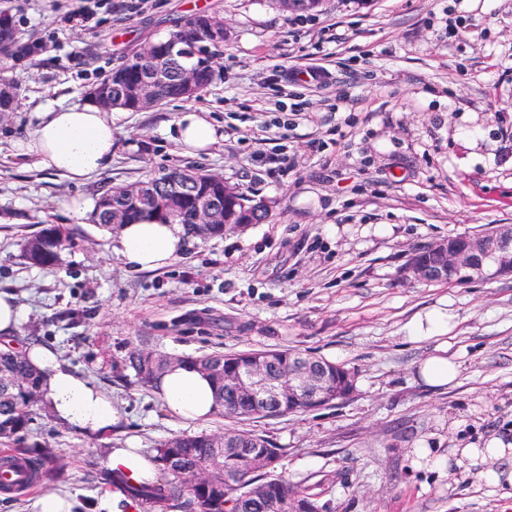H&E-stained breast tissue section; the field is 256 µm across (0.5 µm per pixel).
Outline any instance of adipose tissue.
Returning <instances> with one entry per match:
<instances>
[{
  "instance_id": "adipose-tissue-1",
  "label": "adipose tissue",
  "mask_w": 512,
  "mask_h": 512,
  "mask_svg": "<svg viewBox=\"0 0 512 512\" xmlns=\"http://www.w3.org/2000/svg\"><path fill=\"white\" fill-rule=\"evenodd\" d=\"M35 129L16 140L19 154L39 157L45 169L80 179L100 172L112 161V112L94 102L78 106L52 103L42 106ZM218 132L202 114L183 113L177 122V141L185 151L210 148ZM181 224L143 222L119 230L114 250L130 270L160 269L172 264L186 247ZM29 362L40 372L41 384L54 420L76 428L87 438L110 434L117 422L111 400L60 360L56 350L26 344ZM167 413L185 422L209 419L214 411V390L209 379L189 366H173L156 381ZM110 469L132 483L156 479L152 458L138 448H114Z\"/></svg>"
}]
</instances>
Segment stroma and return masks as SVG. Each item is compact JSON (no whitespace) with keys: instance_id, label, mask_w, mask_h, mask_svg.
Wrapping results in <instances>:
<instances>
[{"instance_id":"stroma-1","label":"stroma","mask_w":512,"mask_h":512,"mask_svg":"<svg viewBox=\"0 0 512 512\" xmlns=\"http://www.w3.org/2000/svg\"><path fill=\"white\" fill-rule=\"evenodd\" d=\"M96 2L74 25L76 0H0L20 35L43 43L37 64L12 65L20 97L0 112V290L22 308L18 339L58 349L121 424L92 440L38 411L24 446L51 445L68 466L47 487L0 498V512H33L47 490L93 512L113 492L96 478L110 448L133 438L149 453L227 428L174 419L132 370L116 373L137 347L172 357L290 348L350 369L346 399L237 424L283 449L279 473L323 512H512V483L487 484L485 463L443 475L412 463L423 443L444 456L512 443V277L430 283L407 271L434 240L512 224V0H322L312 13L279 0ZM195 8L227 32L199 97L115 111L111 163L79 181L16 155L41 106L84 104L123 57ZM314 66L321 83L292 80ZM185 112L220 131L209 152L177 144ZM175 167L221 175L270 217L189 238L165 268L130 271L91 208L111 186ZM73 198L88 212L70 211ZM50 225L72 233L59 263L28 264L24 238ZM434 310L449 315L447 332L411 341L412 323ZM443 342L461 372L430 388L417 366Z\"/></svg>"}]
</instances>
